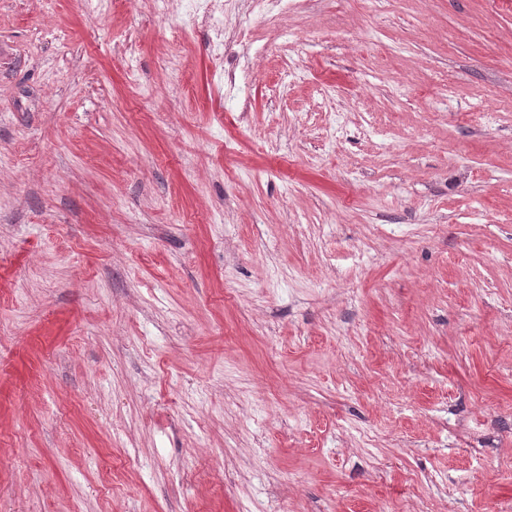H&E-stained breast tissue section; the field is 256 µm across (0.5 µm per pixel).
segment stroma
<instances>
[{
    "instance_id": "35a3bbf8",
    "label": "stroma",
    "mask_w": 512,
    "mask_h": 512,
    "mask_svg": "<svg viewBox=\"0 0 512 512\" xmlns=\"http://www.w3.org/2000/svg\"><path fill=\"white\" fill-rule=\"evenodd\" d=\"M0 512H512V0H0Z\"/></svg>"
}]
</instances>
